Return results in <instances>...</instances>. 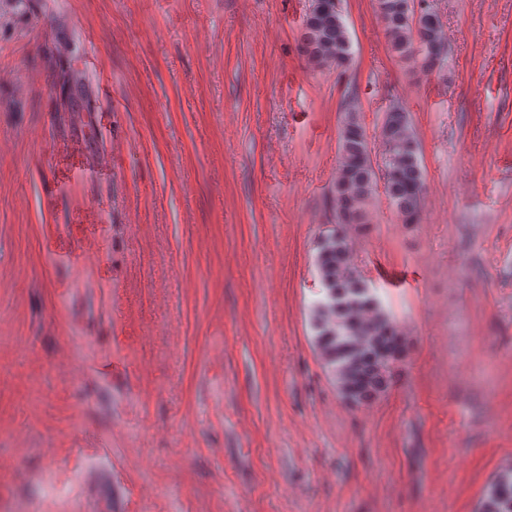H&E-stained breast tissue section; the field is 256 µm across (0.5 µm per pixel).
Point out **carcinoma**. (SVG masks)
I'll return each mask as SVG.
<instances>
[{
	"mask_svg": "<svg viewBox=\"0 0 512 512\" xmlns=\"http://www.w3.org/2000/svg\"><path fill=\"white\" fill-rule=\"evenodd\" d=\"M414 0H378L392 50L406 61H419L427 72L440 71L445 37L440 17ZM303 52L336 68L350 61V40L339 0H311L301 35ZM384 145L385 191L402 223L418 224L424 204V175L407 113L387 112L380 133ZM336 177V224L322 236L316 266L325 290L312 312L314 342L333 375L342 399L366 406L385 395L407 346L395 321L368 282L350 264L347 224L369 223L367 207L376 187L366 133L354 115L339 137ZM478 512H512V466L488 483Z\"/></svg>",
	"mask_w": 512,
	"mask_h": 512,
	"instance_id": "carcinoma-1",
	"label": "carcinoma"
}]
</instances>
